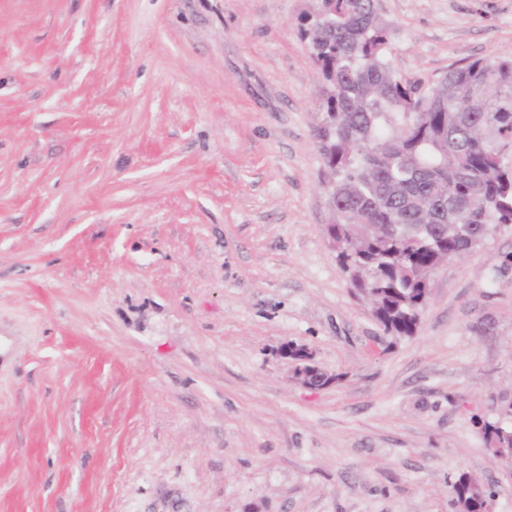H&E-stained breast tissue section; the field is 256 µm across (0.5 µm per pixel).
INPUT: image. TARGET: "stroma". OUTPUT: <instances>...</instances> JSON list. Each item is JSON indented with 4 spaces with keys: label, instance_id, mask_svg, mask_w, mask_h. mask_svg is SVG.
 I'll return each mask as SVG.
<instances>
[{
    "label": "stroma",
    "instance_id": "obj_1",
    "mask_svg": "<svg viewBox=\"0 0 512 512\" xmlns=\"http://www.w3.org/2000/svg\"><path fill=\"white\" fill-rule=\"evenodd\" d=\"M399 75L512 0H377ZM312 0H0V512H512V225L386 335L323 234ZM329 376L301 385L285 344ZM485 432L491 435L495 444L510 448L507 453L500 450L494 454L497 462L507 470V467L511 466L512 463V428L488 424L485 425Z\"/></svg>",
    "mask_w": 512,
    "mask_h": 512
}]
</instances>
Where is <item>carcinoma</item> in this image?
<instances>
[{
    "label": "carcinoma",
    "instance_id": "carcinoma-1",
    "mask_svg": "<svg viewBox=\"0 0 512 512\" xmlns=\"http://www.w3.org/2000/svg\"><path fill=\"white\" fill-rule=\"evenodd\" d=\"M321 86L315 128L336 260L390 336H412L435 271L512 224V56L406 81L375 0H318L300 22ZM512 448V428L488 424Z\"/></svg>",
    "mask_w": 512,
    "mask_h": 512
}]
</instances>
